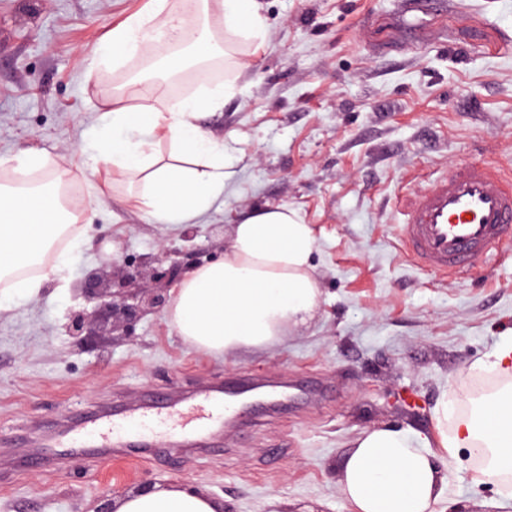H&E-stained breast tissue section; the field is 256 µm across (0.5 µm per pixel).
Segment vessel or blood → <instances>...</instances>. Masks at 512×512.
<instances>
[{
  "label": "vessel or blood",
  "mask_w": 512,
  "mask_h": 512,
  "mask_svg": "<svg viewBox=\"0 0 512 512\" xmlns=\"http://www.w3.org/2000/svg\"><path fill=\"white\" fill-rule=\"evenodd\" d=\"M512 240V191L481 165L462 162L416 194L404 211L400 241L408 258L435 275L471 271L506 241ZM236 409L223 388L204 389L188 399L155 405L137 401L121 412L84 416L30 443L31 461L46 449L87 454L97 448L151 447L155 427L174 431L190 444L223 436Z\"/></svg>",
  "instance_id": "1"
}]
</instances>
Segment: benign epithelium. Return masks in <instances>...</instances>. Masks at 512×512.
Masks as SVG:
<instances>
[{
  "label": "benign epithelium",
  "instance_id": "7a95c632",
  "mask_svg": "<svg viewBox=\"0 0 512 512\" xmlns=\"http://www.w3.org/2000/svg\"><path fill=\"white\" fill-rule=\"evenodd\" d=\"M196 231L189 227L180 248L160 246L157 253L130 260L123 249L99 251V265L76 285L84 305L70 309L65 328L73 337L126 333L146 315L160 316L171 291L180 288L189 265L197 263Z\"/></svg>",
  "mask_w": 512,
  "mask_h": 512
}]
</instances>
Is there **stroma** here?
<instances>
[{
    "instance_id": "obj_1",
    "label": "stroma",
    "mask_w": 512,
    "mask_h": 512,
    "mask_svg": "<svg viewBox=\"0 0 512 512\" xmlns=\"http://www.w3.org/2000/svg\"><path fill=\"white\" fill-rule=\"evenodd\" d=\"M262 44L226 66L233 91L199 120L222 142L233 176L190 222L159 224L128 179L94 174L87 146L109 98L105 79L136 67L92 66L109 31L150 0H0V158L36 153L63 165L85 205L69 287L45 282L0 310V512H100L113 489L183 485L224 512H347L341 463L366 428L434 429L442 395L458 406L512 384L483 368L512 339V244L468 276L434 275L401 250L412 195L461 161L512 181V0H260ZM285 205L311 224L320 288L304 326L274 347L213 356L162 316L129 336L64 333L73 290L97 267L96 241L131 258L195 242L222 251L232 224ZM228 377L285 380L280 414L239 412L234 443L216 450L157 436L147 454L97 450L24 467L23 437L90 408L154 393H191ZM441 512H512L495 480L472 479L468 455L439 459Z\"/></svg>"
}]
</instances>
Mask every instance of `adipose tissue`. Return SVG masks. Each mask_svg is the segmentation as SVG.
Here are the masks:
<instances>
[{
    "mask_svg": "<svg viewBox=\"0 0 512 512\" xmlns=\"http://www.w3.org/2000/svg\"><path fill=\"white\" fill-rule=\"evenodd\" d=\"M218 10L227 39L256 42L264 37L258 0H201L200 14L179 16L168 0H152L148 13L112 28L98 62L120 66L151 55L163 36L190 42L195 58H210L215 36L203 15ZM156 86L136 90L137 106L110 105L91 143L105 170L139 177V204L158 223L204 214L229 178L223 144L197 124L203 112L224 105L230 90L214 87L194 96L157 102ZM168 142L167 162L154 153ZM58 182L33 187L0 184V281L14 296L31 298L43 284L64 279L68 252L52 247L72 224ZM316 245L311 225L285 206L256 208L234 224L221 261L190 272L165 313L184 341L209 354L265 348L285 330L306 323L319 302L311 273ZM435 436L391 426L365 429L346 453L338 491L349 512H434L447 489L438 456L456 461L459 449L482 454L476 481L512 476V389L482 398L471 415L448 420V402L435 407ZM113 512H223L222 501L174 485L150 487L115 499Z\"/></svg>",
    "mask_w": 512,
    "mask_h": 512,
    "instance_id": "adipose-tissue-1",
    "label": "adipose tissue"
}]
</instances>
